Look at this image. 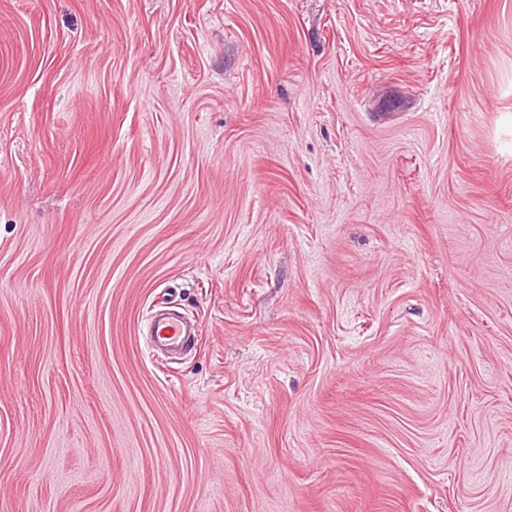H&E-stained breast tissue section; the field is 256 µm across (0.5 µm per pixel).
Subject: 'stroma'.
I'll return each mask as SVG.
<instances>
[{
    "label": "stroma",
    "mask_w": 512,
    "mask_h": 512,
    "mask_svg": "<svg viewBox=\"0 0 512 512\" xmlns=\"http://www.w3.org/2000/svg\"><path fill=\"white\" fill-rule=\"evenodd\" d=\"M0 512H512V0H0ZM150 330L158 347L173 350L180 346L184 336L182 322L175 316H166L150 323Z\"/></svg>",
    "instance_id": "1"
}]
</instances>
